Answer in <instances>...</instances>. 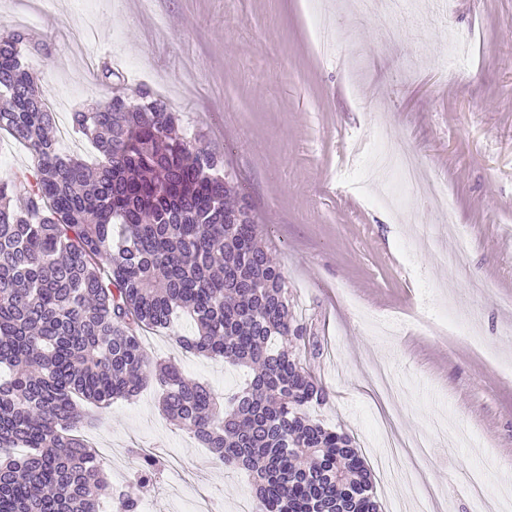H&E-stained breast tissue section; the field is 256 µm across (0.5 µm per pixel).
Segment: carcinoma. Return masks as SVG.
Segmentation results:
<instances>
[{
  "instance_id": "obj_1",
  "label": "carcinoma",
  "mask_w": 512,
  "mask_h": 512,
  "mask_svg": "<svg viewBox=\"0 0 512 512\" xmlns=\"http://www.w3.org/2000/svg\"><path fill=\"white\" fill-rule=\"evenodd\" d=\"M25 30L0 35V131L27 145L32 172L0 179V512H100L109 484L83 438L102 408L150 381L162 409L224 466L250 473L255 512H378L351 437L307 409L323 385L297 349L286 276L259 244L224 159L194 145L151 89L112 85L72 115L96 147L58 152L55 123L22 62ZM182 313L190 353L251 371L224 407L177 364L152 360L141 331ZM159 461L141 457L137 487ZM117 512H137L131 489Z\"/></svg>"
}]
</instances>
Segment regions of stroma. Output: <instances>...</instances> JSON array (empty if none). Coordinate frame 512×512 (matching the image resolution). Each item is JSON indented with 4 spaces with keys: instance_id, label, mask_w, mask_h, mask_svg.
Returning <instances> with one entry per match:
<instances>
[{
    "instance_id": "1",
    "label": "stroma",
    "mask_w": 512,
    "mask_h": 512,
    "mask_svg": "<svg viewBox=\"0 0 512 512\" xmlns=\"http://www.w3.org/2000/svg\"><path fill=\"white\" fill-rule=\"evenodd\" d=\"M345 0H322L334 24L356 37L321 53L306 0H0V29L30 12L39 50L24 54L44 98H59L69 126L63 154L94 162L72 113L101 100L86 79V45L123 87L163 93L189 138L220 154L246 194L262 243L287 276L296 318L318 344L301 361L322 383L326 402L310 407L325 427L348 433L372 472L379 512L419 496L425 512H471L469 488L481 477L489 512H512L503 498L512 473V0H449L445 16L414 29L402 15L372 11L357 20ZM399 30L388 42L381 34ZM469 36L468 62L449 76L448 37ZM384 126L417 151L429 179L448 190L468 240L456 266L452 244L425 187L398 210L352 186L359 152ZM481 282L473 293L472 282ZM479 314L478 340L441 313ZM192 330L149 332L150 357L177 362L221 398L247 370L186 353L175 338ZM87 440L101 453L113 491L133 481L135 448H155L161 466L139 492L153 512H174L186 497L171 470L180 457L203 480L221 512L250 500L252 478L229 470L162 412L159 391L93 408ZM427 437L426 455L409 446Z\"/></svg>"
}]
</instances>
